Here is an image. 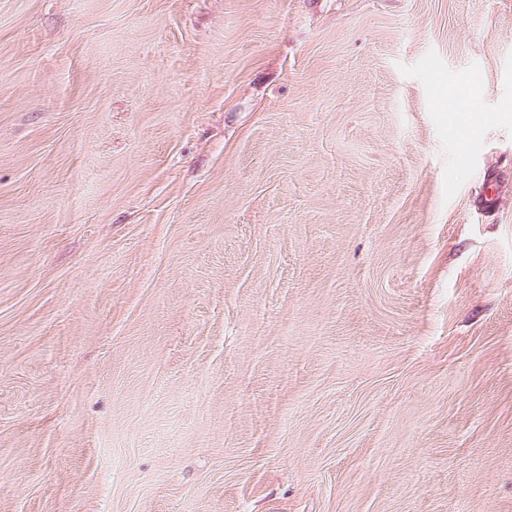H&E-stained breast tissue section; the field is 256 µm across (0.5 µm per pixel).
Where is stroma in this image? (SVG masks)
<instances>
[{
    "label": "stroma",
    "mask_w": 512,
    "mask_h": 512,
    "mask_svg": "<svg viewBox=\"0 0 512 512\" xmlns=\"http://www.w3.org/2000/svg\"><path fill=\"white\" fill-rule=\"evenodd\" d=\"M0 512H512V0H0Z\"/></svg>",
    "instance_id": "obj_1"
}]
</instances>
